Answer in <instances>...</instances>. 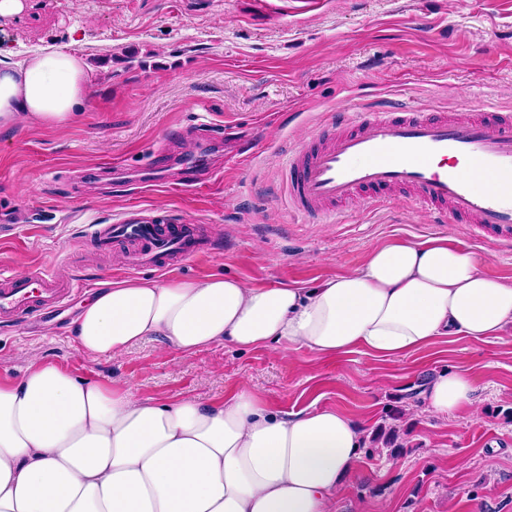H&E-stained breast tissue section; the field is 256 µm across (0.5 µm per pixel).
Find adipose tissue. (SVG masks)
<instances>
[{
    "label": "adipose tissue",
    "instance_id": "obj_1",
    "mask_svg": "<svg viewBox=\"0 0 512 512\" xmlns=\"http://www.w3.org/2000/svg\"><path fill=\"white\" fill-rule=\"evenodd\" d=\"M94 70L69 47L0 59V129L73 124ZM512 325V283L448 238L396 239L314 287L249 286L212 275L105 282L74 329L78 349L112 357L140 341L194 352L288 344L319 355L363 348L387 359L434 338L482 340ZM458 365L423 388L425 411L471 403ZM365 438L333 408L280 414L239 387L224 403L138 400L39 365L0 383V512H336Z\"/></svg>",
    "mask_w": 512,
    "mask_h": 512
}]
</instances>
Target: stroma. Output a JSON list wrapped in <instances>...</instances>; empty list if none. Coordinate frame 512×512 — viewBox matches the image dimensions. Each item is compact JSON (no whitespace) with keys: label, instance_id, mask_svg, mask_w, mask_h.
<instances>
[{"label":"stroma","instance_id":"1","mask_svg":"<svg viewBox=\"0 0 512 512\" xmlns=\"http://www.w3.org/2000/svg\"><path fill=\"white\" fill-rule=\"evenodd\" d=\"M70 44L97 73L89 107L65 128L0 129V270L39 264L85 287L61 311L0 329V380L55 365L167 404L221 401L246 385L275 412L337 408L369 439L340 512H512V333L440 338L391 359L285 344L183 353L158 336L89 357L73 335L104 281L224 274L310 287L395 239L451 238L512 283V250L476 225L433 223L407 191L376 205L355 200L322 223L289 208L284 171L290 146L330 113L380 103L512 110V0H325L306 14L291 0L268 10L258 0H29L23 13L0 16L2 51ZM202 125L239 140L241 152L225 154V140L206 148L213 176L188 190L178 167L150 159L171 138L196 151L190 132ZM131 209L198 225L214 248L165 271L126 269L124 243L95 255L87 226ZM459 363L474 376L473 406L445 418L411 412L425 380ZM382 426L397 427L403 449L372 443Z\"/></svg>","mask_w":512,"mask_h":512}]
</instances>
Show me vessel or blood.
I'll list each match as a JSON object with an SVG mask.
<instances>
[{
  "label": "vessel or blood",
  "instance_id": "obj_1",
  "mask_svg": "<svg viewBox=\"0 0 512 512\" xmlns=\"http://www.w3.org/2000/svg\"><path fill=\"white\" fill-rule=\"evenodd\" d=\"M288 204L304 215L335 214L354 197L378 203L411 191L438 224H475L512 242V114L497 110L460 117L450 112L373 109L352 118L336 112L313 137L290 148ZM97 249L137 246L138 264L167 268L171 256L192 258L190 224H156L131 211L116 224L91 225ZM78 288L45 268L24 276L0 272V322L55 311Z\"/></svg>",
  "mask_w": 512,
  "mask_h": 512
}]
</instances>
